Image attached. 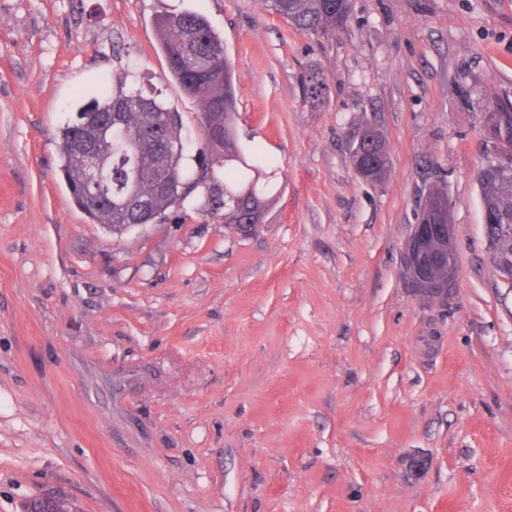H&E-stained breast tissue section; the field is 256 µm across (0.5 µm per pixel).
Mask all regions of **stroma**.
Segmentation results:
<instances>
[{
	"instance_id": "stroma-1",
	"label": "stroma",
	"mask_w": 512,
	"mask_h": 512,
	"mask_svg": "<svg viewBox=\"0 0 512 512\" xmlns=\"http://www.w3.org/2000/svg\"><path fill=\"white\" fill-rule=\"evenodd\" d=\"M185 9L224 35L274 201L248 236L190 205L117 238L72 204L56 130L113 42L162 83L154 19ZM494 100L512 0H351L328 37L262 0H0V512L48 490L69 512H512V283L477 182ZM367 123L378 185L348 155ZM434 184L444 307L402 275ZM304 100L311 105H321L326 98V80L322 73L312 70L303 76ZM368 131H369V128L365 127L359 133L358 137L355 140V142H356L355 147L352 151H351V146L354 143V141L350 145V149H349L350 158H351V153L355 154L354 162H353L352 166H353L354 170L356 171V173L360 177H365V172L368 167L365 163L364 157H365V153H368L373 156V159L378 164H382L383 166H386V171H385V177H386L388 170H389L388 147L386 144L385 137L379 129L375 128L374 134L370 137L371 144L364 150L365 153L356 152V148H358L360 146V144L364 141V139H365L366 144L369 143V141L367 139ZM373 139L376 140L375 144L372 143Z\"/></svg>"
}]
</instances>
